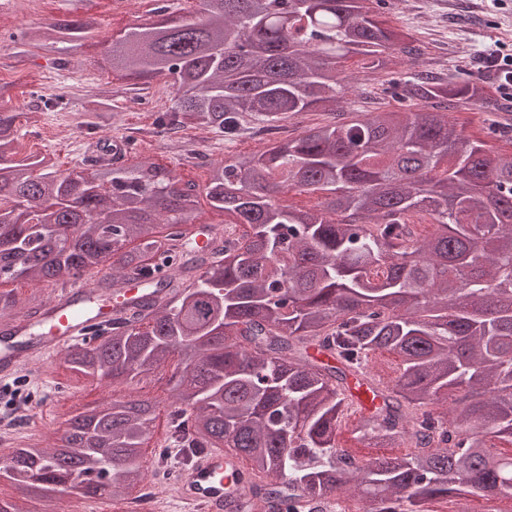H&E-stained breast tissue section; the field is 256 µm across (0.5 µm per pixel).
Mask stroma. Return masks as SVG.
I'll return each instance as SVG.
<instances>
[{"instance_id": "35a3bbf8", "label": "stroma", "mask_w": 512, "mask_h": 512, "mask_svg": "<svg viewBox=\"0 0 512 512\" xmlns=\"http://www.w3.org/2000/svg\"><path fill=\"white\" fill-rule=\"evenodd\" d=\"M167 0H0V100L17 115L19 152L44 159L49 170H72L77 149L87 140L84 115L107 112L96 138H133L124 160H150L173 170L182 181L205 186L209 162L264 148L298 136L306 127L332 121L333 113L312 111L284 122L280 129L252 130L228 140L205 127H189L169 138L156 136L157 113L173 104V90L164 82H136L117 77L106 62L107 49L124 29L156 18ZM392 24L409 29L429 55L443 59L448 69L473 81H496L483 58L494 44H512V0H388ZM96 16L93 37L63 43L51 35L42 46H22L21 33L31 26L49 30L66 12ZM472 49L469 59L454 55L455 45ZM119 87L111 101L97 95L105 84ZM62 95L53 111H43L45 98ZM498 108L458 113L467 137L506 151L512 150V97H499ZM172 366H163L132 383L110 388L92 383L67 370L61 356H54L48 370L23 365L12 377L0 378V388L19 387L31 400L30 419L18 422L0 456L17 445L49 446L59 437L68 419L111 394L135 395L159 403L160 409L147 447L148 489L159 494V512H176V498L169 482L158 471V454L175 458L168 446V417L163 407Z\"/></svg>"}]
</instances>
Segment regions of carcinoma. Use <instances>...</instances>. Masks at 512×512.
Here are the masks:
<instances>
[{"instance_id": "obj_1", "label": "carcinoma", "mask_w": 512, "mask_h": 512, "mask_svg": "<svg viewBox=\"0 0 512 512\" xmlns=\"http://www.w3.org/2000/svg\"><path fill=\"white\" fill-rule=\"evenodd\" d=\"M198 17L164 8L112 43L126 79L171 81L163 135L208 127L234 136L303 112H334L355 57L377 75L418 54L413 35L367 0H201ZM90 16L54 24L69 41ZM394 105L307 128L221 160L205 186L230 237L174 255L162 298L142 296L95 345L64 353L73 373L127 384L175 355L168 414L190 460L227 448L248 466L242 512H298L342 487L361 512H427L465 491L512 497V155L470 141L453 117L491 101L482 83L413 71ZM16 115L0 110V284L66 287L121 253L112 295L186 237L196 185L150 161L34 174ZM291 191L315 207L282 202ZM426 218L429 235L412 222ZM0 291V337L16 335ZM398 376L359 423L366 459L336 446L350 407L347 373L372 357ZM449 405L448 412L437 405ZM159 405L124 397L67 421L60 444L0 461L13 494L0 512L58 490L116 496L146 479L144 445Z\"/></svg>"}]
</instances>
